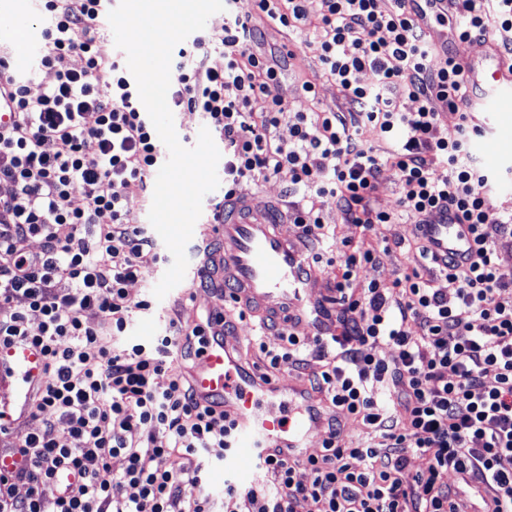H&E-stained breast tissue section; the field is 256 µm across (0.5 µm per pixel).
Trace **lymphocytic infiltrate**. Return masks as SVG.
I'll use <instances>...</instances> for the list:
<instances>
[{
    "instance_id": "lymphocytic-infiltrate-1",
    "label": "lymphocytic infiltrate",
    "mask_w": 512,
    "mask_h": 512,
    "mask_svg": "<svg viewBox=\"0 0 512 512\" xmlns=\"http://www.w3.org/2000/svg\"><path fill=\"white\" fill-rule=\"evenodd\" d=\"M42 68L54 79L38 96L13 83L17 118L0 131V346L28 341L45 363L19 422L41 418L14 448L26 464L0 477V512H213L200 452L235 455L234 420L197 400L187 370L210 339L246 317L216 298L205 318L151 343L126 341L151 300L130 302L128 286L161 256L127 203L147 189L160 166L161 141L121 59L104 56L96 26L101 0H42ZM225 0L224 25L175 46L172 100L198 113L224 141V196L245 180L282 170L310 207L288 213L302 241L330 236L323 207L336 203L363 231L405 214L413 224L435 215L469 225L476 251L469 266L434 260L435 275L412 270L393 287L363 281L379 263L375 248L310 253L311 266L336 272L337 335L306 344L295 331L277 346L255 339L264 370L302 371L305 350L320 368L312 390L327 401L319 453L286 461L258 456V476L224 480V512H512V307L496 299L512 272L496 261L512 240V214L490 212L473 183L490 173L472 159L480 131L467 113L455 54L439 55L411 17L406 0H255L243 16ZM454 37L494 36L512 45V0H455ZM309 27L323 71L344 90L336 112H293L271 94L279 63L254 48L259 22ZM220 54L224 64L212 66ZM79 56L80 67L70 59ZM371 71L368 85L357 73ZM265 97L266 107L252 102ZM457 121L438 134L440 111ZM288 124L290 140L277 137ZM372 128L387 142L374 154L360 137ZM97 149L89 154L86 141ZM407 189L401 212L374 207L382 167ZM39 240V250L29 247ZM70 283L58 292L56 283ZM391 356H382L380 346ZM493 385H486L487 372ZM371 429L377 440L348 447L341 418ZM63 427L68 441L48 438ZM123 457L113 471V457ZM428 458L411 481L410 458ZM75 485L56 486L60 470ZM310 474L298 479L299 471ZM459 477L450 485L448 473ZM26 487L16 497L15 485ZM56 486L53 498L44 489Z\"/></svg>"
}]
</instances>
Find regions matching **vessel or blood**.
I'll use <instances>...</instances> for the list:
<instances>
[{
  "instance_id": "1",
  "label": "vessel or blood",
  "mask_w": 512,
  "mask_h": 512,
  "mask_svg": "<svg viewBox=\"0 0 512 512\" xmlns=\"http://www.w3.org/2000/svg\"><path fill=\"white\" fill-rule=\"evenodd\" d=\"M439 53L448 51V35L434 29L437 17L447 15L451 0H409ZM39 47L37 25H30L25 52L0 47V129L14 117L13 78L23 72ZM467 110L482 133L497 135L499 125L512 123V55L488 38L480 56L464 60ZM222 242L217 255L224 264L220 276L227 293L240 297L244 309L263 318L304 313L316 278L303 249L284 235L272 210L256 211L249 198L238 196L224 205V221L212 211L197 220ZM431 250L456 263L468 264L474 250L465 224H428L424 227ZM44 360L26 344L0 348V430L9 422V408L27 403ZM197 396L223 408L238 426L237 454L252 459L274 454L294 460L305 456L310 434L318 425L317 397L301 379L262 378L233 355L223 337H215L192 370Z\"/></svg>"
}]
</instances>
